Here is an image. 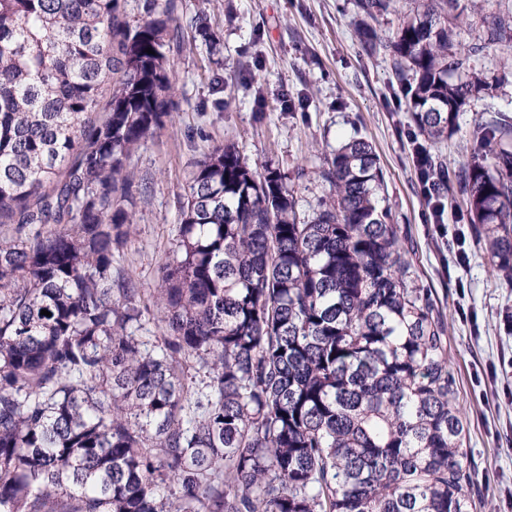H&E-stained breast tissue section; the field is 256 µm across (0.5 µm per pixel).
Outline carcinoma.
Segmentation results:
<instances>
[{
    "instance_id": "1",
    "label": "carcinoma",
    "mask_w": 512,
    "mask_h": 512,
    "mask_svg": "<svg viewBox=\"0 0 512 512\" xmlns=\"http://www.w3.org/2000/svg\"><path fill=\"white\" fill-rule=\"evenodd\" d=\"M120 2L0 0V512H470L445 327L407 285L368 140L325 159L307 219L279 172L213 146L160 267L162 336H133L149 306L113 257L135 224L128 160L171 115L175 18L145 0L133 25ZM353 2L425 151L508 77L472 62L512 38V10ZM474 127L470 161L429 164L512 284V121Z\"/></svg>"
}]
</instances>
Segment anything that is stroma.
<instances>
[{
  "instance_id": "stroma-1",
  "label": "stroma",
  "mask_w": 512,
  "mask_h": 512,
  "mask_svg": "<svg viewBox=\"0 0 512 512\" xmlns=\"http://www.w3.org/2000/svg\"><path fill=\"white\" fill-rule=\"evenodd\" d=\"M171 119L131 157L137 224L113 266L149 303L178 234L179 197L195 161L235 141L252 165L279 170L311 216L329 186L318 172L344 139L370 141L384 170V201L406 238L413 285L428 291L447 336L448 368L466 425L478 512H512V286L499 280L457 192L442 228L424 222L412 166V123L387 62L367 57L351 25L352 0H174ZM512 116V77L472 100L452 140L433 151L455 169L473 148L479 113ZM160 313L133 328L153 344Z\"/></svg>"
}]
</instances>
